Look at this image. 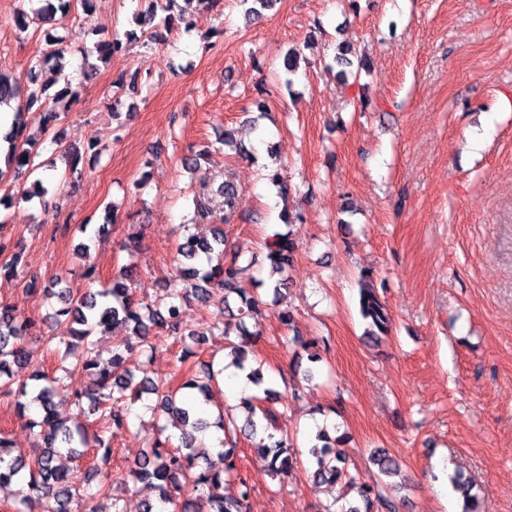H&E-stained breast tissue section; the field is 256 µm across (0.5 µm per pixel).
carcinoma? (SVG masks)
<instances>
[{
	"mask_svg": "<svg viewBox=\"0 0 512 512\" xmlns=\"http://www.w3.org/2000/svg\"><path fill=\"white\" fill-rule=\"evenodd\" d=\"M37 3L36 14L45 22L55 23V17H67L72 8L91 12L97 0H17L14 11L15 27L24 33L29 27L26 4ZM137 35L133 32L124 35L99 37L95 43V64H87L92 71L99 65L107 66L112 59L128 54ZM67 47V36L59 35L50 28L44 35L41 56L30 66L25 88H20L9 75L0 71V108L10 107L16 114L11 131L6 139L9 142L8 160L5 168H0V183L13 171L26 170L34 173L39 169L53 167L54 161H40L38 148L49 131L62 121V116L73 108L78 99V91L70 86L54 88V80L47 78V72L54 70L52 63L61 59ZM36 190L32 191L20 184L8 186L0 195V206L7 207L18 199L24 203L35 198L43 199L49 188L37 179ZM195 232L185 237L178 251L184 262L176 275L168 281L170 302L160 309L145 298L133 297L128 283L137 278L135 267L126 266L120 274L112 278V283L80 296L71 294L67 288H60L64 276L58 275L47 284H38L31 278L22 282L29 292L42 291L46 299L56 298L62 308L52 314L57 325L65 326L60 334L47 337L54 344L53 352L58 358L55 373L49 375L35 370L29 381H18L14 369H24L31 363L26 350L28 339L41 335L39 324L18 315L7 304L0 302V395L12 397L20 412H25L27 404L22 397L38 404L40 420L32 421V426L40 428L39 441L34 454L28 455L15 447L13 442L0 431V488L13 484L20 486L17 492L19 502L28 505L34 501L43 503L42 512H73L71 504H76L80 512H94L88 504L98 498L112 499V512H124L120 506L122 496L114 493L112 475L99 465L91 466L78 482L71 472L60 464L63 455L78 458L85 449L103 450L101 460L106 461L112 454L110 443L104 436L89 434L88 424L78 419H69L59 412L55 402V385L71 381L75 377L85 378V384L73 388V404L88 414H100L116 435L128 429V406L142 399L145 394L156 396L154 410L160 411L178 424L179 444L171 448L170 440L154 439L129 467L120 480L124 485L144 483L158 491L154 501L143 502V512H248L251 488L247 479L238 470L235 460L236 442L224 438L229 448L221 451V465L210 461L209 452L197 442L195 433L203 432L210 426L226 430L224 409H218L214 423L197 414V402L185 397L181 391H195L205 402L212 400L213 385L217 376L224 372L206 364L201 371L205 379L190 372L184 380L173 387L158 383L148 375L145 365H129L128 353L138 346L153 347L158 330L177 333L182 323V303L194 298L205 301L211 289L219 288L224 296L234 294L240 306L227 308L230 318L237 320L231 325L224 324V349L231 357L230 365L246 372V378L255 386L262 387L263 377L260 368L247 369L248 352L245 344L256 341L261 333L251 332L244 317L258 311V302L239 288V279L246 268L239 265L238 256L224 257L225 232L218 225L204 223L208 217L205 206L194 202ZM107 225H100L88 242L79 244L77 254L89 260L83 265V277L91 282L98 280L96 265L90 262V242L105 233ZM266 259L271 267V275L277 276L272 283L274 293L287 286L296 250L291 233H275L264 244ZM21 253L11 250L0 239V280H18V265ZM359 310L366 322L365 336L377 341L391 330V315L385 301L372 282V272L361 274L359 288ZM105 330L124 328L128 333L113 344L112 356L106 360L96 349L93 334L96 328ZM277 392L263 387V396L249 395L242 399L240 408L246 413L239 433L250 438L257 434L266 435L267 442L258 446V454L268 470L286 477L297 463L296 444L288 438L279 439L269 433V426L275 420L273 412L257 408V403L276 399ZM88 406H83V403ZM311 477L318 484L342 483L349 491L358 495L355 502L345 501L324 507V512H396L394 501L380 491L357 481L349 471L346 455L338 449L336 440L323 429L315 436V443L309 446ZM370 461L380 474L387 478L400 476L399 461L384 450H376ZM453 491L464 501L463 512H477V495L473 494L472 481L461 473L450 477Z\"/></svg>",
	"mask_w": 512,
	"mask_h": 512,
	"instance_id": "cac0c4a2",
	"label": "carcinoma"
}]
</instances>
